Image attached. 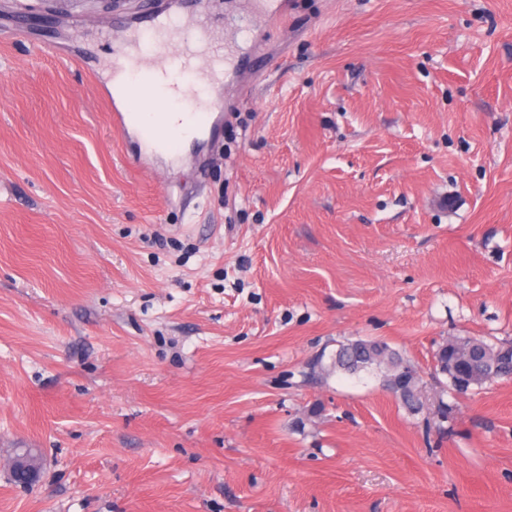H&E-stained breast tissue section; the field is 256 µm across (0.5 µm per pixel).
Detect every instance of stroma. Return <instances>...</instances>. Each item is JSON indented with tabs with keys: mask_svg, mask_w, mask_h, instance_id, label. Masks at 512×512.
Masks as SVG:
<instances>
[{
	"mask_svg": "<svg viewBox=\"0 0 512 512\" xmlns=\"http://www.w3.org/2000/svg\"><path fill=\"white\" fill-rule=\"evenodd\" d=\"M155 2L267 69L142 173L102 102L136 0H0V512H512V379L433 360L512 341V0ZM357 338L421 413L305 377ZM482 347L487 350L486 359L478 353L471 357L473 350ZM495 353V362L487 361ZM433 358L436 370L447 377L448 386L453 392L466 381V378L453 371V367L457 365H465L464 375L472 381V386H481L495 379L512 378V343L490 344L475 337L455 336L439 343ZM347 340L338 344L328 362L324 354L314 359L308 368L310 378H322L332 372L348 375H358L360 372L371 373L384 369V381L401 373L406 379V391L402 403L414 413H419L424 407L426 397L423 383L414 364L393 350L388 343Z\"/></svg>",
	"mask_w": 512,
	"mask_h": 512,
	"instance_id": "obj_1",
	"label": "stroma"
}]
</instances>
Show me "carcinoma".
Wrapping results in <instances>:
<instances>
[{
    "label": "carcinoma",
    "mask_w": 512,
    "mask_h": 512,
    "mask_svg": "<svg viewBox=\"0 0 512 512\" xmlns=\"http://www.w3.org/2000/svg\"><path fill=\"white\" fill-rule=\"evenodd\" d=\"M434 361L438 373L447 377L451 390L467 379L472 385L481 386L491 380L512 378V343L490 344L475 337L455 336L439 343ZM378 369L384 371L386 381L402 374L406 379L402 403L414 413L421 412L426 401L422 379L414 364L386 342H342L329 361H324L322 354L316 357L307 375L319 379L332 372L357 375Z\"/></svg>",
    "instance_id": "obj_1"
}]
</instances>
